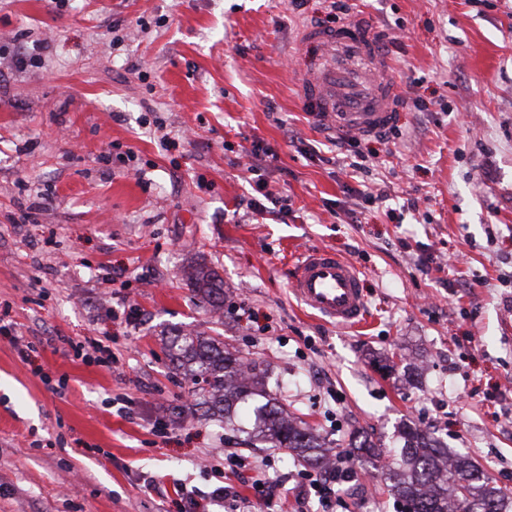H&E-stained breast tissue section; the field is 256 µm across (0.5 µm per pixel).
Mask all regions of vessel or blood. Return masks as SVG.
Masks as SVG:
<instances>
[{
  "instance_id": "b4317fda",
  "label": "vessel or blood",
  "mask_w": 512,
  "mask_h": 512,
  "mask_svg": "<svg viewBox=\"0 0 512 512\" xmlns=\"http://www.w3.org/2000/svg\"><path fill=\"white\" fill-rule=\"evenodd\" d=\"M303 42L317 48L320 65L300 70L297 83L313 123L342 135H363L388 129L401 98L385 75L391 64L378 49L371 28L352 24L338 31L307 27ZM364 68H354V59ZM290 288L308 308L343 328L367 320L361 271L352 262L324 248H305L295 256Z\"/></svg>"
}]
</instances>
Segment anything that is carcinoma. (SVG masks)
Instances as JSON below:
<instances>
[{"mask_svg":"<svg viewBox=\"0 0 512 512\" xmlns=\"http://www.w3.org/2000/svg\"><path fill=\"white\" fill-rule=\"evenodd\" d=\"M185 277L203 305H224V279L215 269L194 264ZM167 350L176 370L192 384H204L200 388L203 403L224 414V422H232L237 403L251 400L259 433L272 447L302 457L311 468L329 465L331 449L272 402L262 387L257 365L224 350V342L200 334L172 336ZM401 438L398 458L380 472L399 501L400 512H512L511 496L493 485L468 457L448 453L431 432L409 425ZM353 456L375 469L384 450L364 438L354 444Z\"/></svg>","mask_w":512,"mask_h":512,"instance_id":"carcinoma-1","label":"carcinoma"}]
</instances>
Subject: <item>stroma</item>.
I'll return each mask as SVG.
<instances>
[{"label": "stroma", "instance_id": "1", "mask_svg": "<svg viewBox=\"0 0 512 512\" xmlns=\"http://www.w3.org/2000/svg\"><path fill=\"white\" fill-rule=\"evenodd\" d=\"M350 2L333 20L330 0H0V512H182L225 448L293 487L284 450L182 412L162 345L181 331L260 363L329 447H394L409 420L512 492V0ZM356 19L388 44L392 143L341 144L299 100L301 29ZM256 143L287 212L246 206ZM317 247L362 269L367 329L291 292ZM197 261L220 311L185 282ZM88 337L111 366L85 362ZM342 497L398 512L378 480ZM191 290L204 306L218 308L224 305V279L219 273L204 264H194L185 273Z\"/></svg>", "mask_w": 512, "mask_h": 512}]
</instances>
